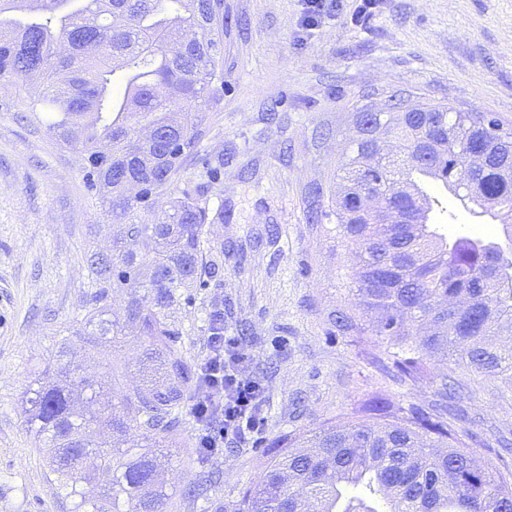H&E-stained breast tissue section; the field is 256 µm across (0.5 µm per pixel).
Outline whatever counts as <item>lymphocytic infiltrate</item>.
Segmentation results:
<instances>
[{
  "label": "lymphocytic infiltrate",
  "instance_id": "1",
  "mask_svg": "<svg viewBox=\"0 0 512 512\" xmlns=\"http://www.w3.org/2000/svg\"><path fill=\"white\" fill-rule=\"evenodd\" d=\"M208 346L191 413L200 425L196 447L219 454L225 444L244 441L258 429L262 390L254 375L253 356L239 339L213 333Z\"/></svg>",
  "mask_w": 512,
  "mask_h": 512
}]
</instances>
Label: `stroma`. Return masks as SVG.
I'll return each mask as SVG.
<instances>
[{
	"label": "stroma",
	"instance_id": "obj_1",
	"mask_svg": "<svg viewBox=\"0 0 512 512\" xmlns=\"http://www.w3.org/2000/svg\"><path fill=\"white\" fill-rule=\"evenodd\" d=\"M224 96L201 127L159 206L192 189L224 221L208 225L203 262L218 276L183 289L169 320L192 362L207 354V324L224 308V333L255 356L264 387V424L240 446L199 461V426L182 411L173 439L166 512H231L262 474L266 446L293 430L345 425L374 395L410 409L437 399L432 384L400 383L375 361L389 345L377 336H340L329 315L353 285L351 247L337 238L338 167L356 136L355 112L368 95L400 90L413 103L488 112L512 127V0H380L357 22L356 0L310 31L299 0H223ZM31 82L0 81V512H73L25 414L28 389L62 367L113 393L143 383L144 337L91 344L80 332L89 310L86 243L111 250L119 235L89 192L79 154L57 144L27 112ZM223 156L218 181L204 162ZM425 190L441 201L432 222L448 239L505 242V227L463 206L441 181ZM322 220L306 221L307 211ZM469 428L512 434V385L485 382L460 393ZM218 470L212 485L205 471Z\"/></svg>",
	"mask_w": 512,
	"mask_h": 512
}]
</instances>
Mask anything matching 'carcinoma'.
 I'll return each mask as SVG.
<instances>
[{"mask_svg": "<svg viewBox=\"0 0 512 512\" xmlns=\"http://www.w3.org/2000/svg\"><path fill=\"white\" fill-rule=\"evenodd\" d=\"M18 0H0V79L36 81L28 109L60 144L81 153L90 190L123 224L112 253L85 252L94 306L109 288H129L124 324L146 337L145 358L159 376L119 396L120 412L93 410L95 383L37 381L26 403L52 472L74 512H164L158 457L129 438L143 431L171 448L176 414L199 385L180 335L168 322L181 289L215 277L200 262L205 225L224 223L206 199L189 192L154 214L138 211L164 194L184 157L200 141L211 105L224 93L219 64L222 0H42L39 18L16 25L6 15ZM55 41L68 53L55 55ZM123 63L113 93L114 61ZM357 113L353 155L339 166L336 236L355 250L357 271L347 305L334 311L336 333L386 336L402 381L440 383L448 404L408 411L381 400L357 421L292 431L274 440L260 479L235 512H512V471L470 456L508 440L466 428L454 400V368L476 380L512 383V233L506 244L479 238L452 242L419 219L417 197L402 189L414 175L445 183L464 204L512 227V128L485 112L427 104L422 112ZM486 169L468 172L472 150ZM370 317L368 327L355 311ZM87 324L117 336L92 309ZM448 364L432 374L428 363ZM99 423L113 439L91 440Z\"/></svg>", "mask_w": 512, "mask_h": 512, "instance_id": "1", "label": "carcinoma"}]
</instances>
